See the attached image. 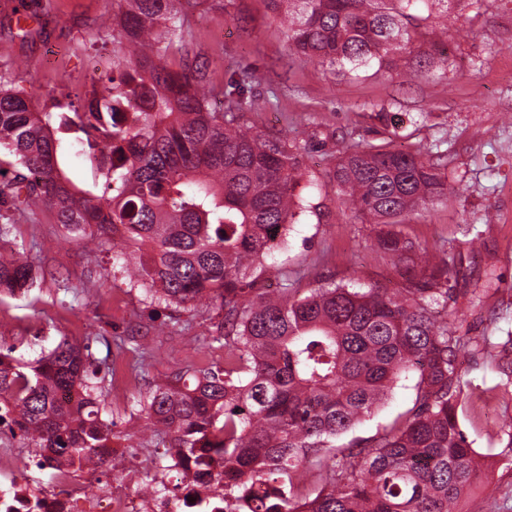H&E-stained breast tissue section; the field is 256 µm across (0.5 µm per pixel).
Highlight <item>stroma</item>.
I'll use <instances>...</instances> for the list:
<instances>
[{
    "instance_id": "obj_1",
    "label": "stroma",
    "mask_w": 512,
    "mask_h": 512,
    "mask_svg": "<svg viewBox=\"0 0 512 512\" xmlns=\"http://www.w3.org/2000/svg\"><path fill=\"white\" fill-rule=\"evenodd\" d=\"M116 0H0V82L32 96L47 112L69 113L112 74ZM187 60L222 107L233 73L251 75L253 106L242 127L288 140L302 176L295 193L307 210L292 225L287 247L274 252L259 287L289 284L294 295L330 282L365 290L395 287L399 276L379 249L378 224H364L336 192L340 151L388 143L440 161L448 198L410 214L402 226L429 255L446 254L459 271L448 302V331L459 337L463 382L459 418L475 448L489 454L482 482L466 490L460 512H512V0H472L457 10L441 52L422 73L404 76L367 66L356 78L288 50V32L271 0H187L182 6ZM10 246L30 249L37 276L0 292V341L15 357L36 359L61 338L120 336L147 351L148 380L132 356L122 391L101 411L115 422L113 445L123 466L140 465L145 419H129L134 396L176 366L208 362L220 320L215 308L189 313L150 302L115 267L111 249L88 253L66 234L53 210H15L0 199V225ZM180 321L165 336L159 327ZM415 380L388 400L340 445L364 443L408 416Z\"/></svg>"
}]
</instances>
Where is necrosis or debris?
Instances as JSON below:
<instances>
[{
    "mask_svg": "<svg viewBox=\"0 0 512 512\" xmlns=\"http://www.w3.org/2000/svg\"><path fill=\"white\" fill-rule=\"evenodd\" d=\"M29 465L50 472L61 491H39L28 470L18 468L12 450L0 448V512H224L223 482L189 461L179 463L173 485L165 468H155L161 488L149 494L140 490L136 467L114 475L95 469L79 481L75 464L48 453L32 457Z\"/></svg>",
    "mask_w": 512,
    "mask_h": 512,
    "instance_id": "4bbe7bcc",
    "label": "necrosis or debris"
}]
</instances>
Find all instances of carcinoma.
I'll list each match as a JSON object with an SVG mask.
<instances>
[{
	"mask_svg": "<svg viewBox=\"0 0 512 512\" xmlns=\"http://www.w3.org/2000/svg\"><path fill=\"white\" fill-rule=\"evenodd\" d=\"M117 2V76L94 110L41 112L0 84V178L13 173L14 206L49 207L96 250L121 248L116 262L152 302L224 311L216 337L224 362L178 367L134 398L130 415L152 425L140 447L159 439L224 475L225 512L238 503L240 512H456L484 468L458 416L460 342L438 311L453 270L443 257L416 262L423 248L398 230L409 212L447 197V175L419 152L349 148L336 187L363 221L392 226L378 244L405 267L403 282L365 292L332 283L298 298L288 287H257L255 273L304 209L293 195L297 154L210 109L200 71L177 59L182 0ZM272 2L289 51L350 71L375 62L404 72L424 22L435 16L448 30L457 0ZM245 89L246 79L230 81L227 112L251 105ZM125 105L136 112L122 124L115 115ZM73 126L84 138L68 142L61 133ZM84 145L110 161L101 195L61 167ZM34 271L24 250L0 255V288H22ZM106 364L90 343L66 339L26 363L0 352V422L36 448L94 462L93 449L113 435L100 418ZM409 374L412 415L372 443L336 447Z\"/></svg>",
	"mask_w": 512,
	"mask_h": 512,
	"instance_id": "cac0c4a2",
	"label": "carcinoma"
}]
</instances>
